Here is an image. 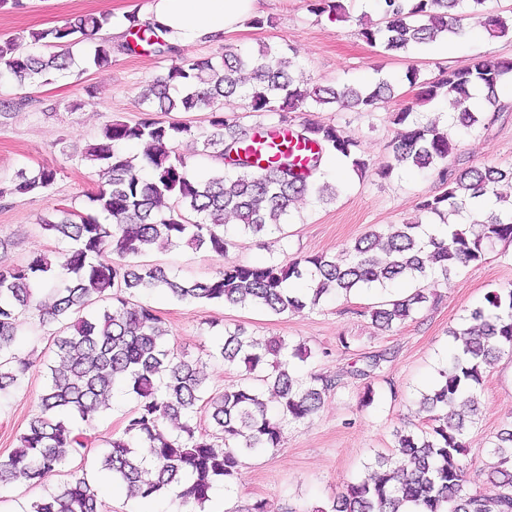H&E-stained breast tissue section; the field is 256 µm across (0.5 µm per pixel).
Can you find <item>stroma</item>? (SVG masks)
Segmentation results:
<instances>
[{"instance_id":"1","label":"stroma","mask_w":512,"mask_h":512,"mask_svg":"<svg viewBox=\"0 0 512 512\" xmlns=\"http://www.w3.org/2000/svg\"><path fill=\"white\" fill-rule=\"evenodd\" d=\"M342 3L347 19L339 22L328 14L312 13L307 0H265L263 15L268 25L256 28L245 20L238 31L177 48L175 54L165 56L125 51L126 38L116 32L127 15L145 12L150 0H24L23 8L0 9L1 38L24 41L30 32L93 14L106 17L100 35L112 42L109 67L86 64L89 46L84 43L74 47L71 69L49 83L24 90L11 84L0 86V103L22 96L29 100L26 107L0 112V177L8 179L17 171L31 173L42 167L57 171L46 193L0 203V264L22 263L38 254L54 256L65 249V242L43 234L37 222L56 208L90 209L88 195L94 192L98 177L83 157L87 145L110 121L140 119V95L175 59L217 57L227 47L252 54L266 46L286 49L295 62L294 80L309 89L343 83L373 85L389 79L394 96L374 111L332 106L313 110L315 120L339 126L358 140L368 166L361 173L342 172L335 160H327L317 178L336 186L335 200L322 203L309 195L298 198L283 232L238 238L221 257L185 246L158 247L145 254V261L163 264L184 280H204L232 262L315 253L333 256L384 225L415 221L421 198L443 189L437 170L401 169L387 178L380 173L401 131L392 115L419 92L407 83V69H417L420 79L429 80L442 70L466 66L476 56L512 59V35L490 36L474 18L466 22L470 38L461 44L449 43L447 53H440L434 45L391 52L369 45L357 34L360 19L378 20L375 0ZM498 98L505 111L485 113L475 131L456 135L450 166L512 167V82L499 86ZM508 287H512V243L500 242L482 261L437 281L433 299L415 318L388 331L377 329L364 314L366 307L381 300L372 291L347 298L330 295L315 309L278 316L250 306L177 301L157 290L137 295L136 303L150 306L165 322L170 348L204 364L211 388L224 389L244 375L243 368L225 366L211 355L216 338L228 326L242 327L262 338L306 341L316 356L301 364V373L315 371L340 380L317 413L286 428L280 447L244 458L230 485L216 483L204 512H248L260 499L269 503L272 512H320L349 483L367 478L375 455L391 453L397 427L412 424L427 429L420 392L450 357V330L487 293ZM54 330V325L37 320L31 333L16 339L15 352L29 359L31 367L19 384L0 393V459L17 447L37 409L51 362L48 347ZM381 353L387 356L382 372L367 379L350 377L348 368L356 360ZM368 388L375 392L374 402L360 406V397ZM479 400V419L465 437L463 462L468 489L490 494L494 488L485 474L495 462L491 444L504 425L512 422V355H503L485 373ZM136 403L134 394L116 391L109 409L89 429L94 443L86 459L67 462L45 485L0 487V512H28L33 501L80 469L98 493L101 512H185L175 496L145 503L113 486L96 470L97 455L109 438L122 433Z\"/></svg>"}]
</instances>
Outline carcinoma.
<instances>
[{"mask_svg": "<svg viewBox=\"0 0 512 512\" xmlns=\"http://www.w3.org/2000/svg\"><path fill=\"white\" fill-rule=\"evenodd\" d=\"M463 2L468 11L456 12ZM487 2L379 0L380 20L360 23L358 36L398 52L450 37L470 18L482 20L495 36L512 32L508 19L485 9ZM312 11L340 18L344 7L340 0H312ZM105 22L80 15L31 34L50 53L27 51L16 38L1 39L0 83L22 87L48 82L74 64L71 48L93 39ZM128 22L135 36L128 51L139 46L156 55L175 50L155 26L134 14ZM90 57L99 68L111 64L112 43H95ZM292 66L283 50L271 47L256 56L226 47L218 60L180 59L153 80L141 103L150 112L166 114L206 110L208 131L199 133L183 120L153 117L105 125L100 140L84 154L98 167L97 188L88 195L90 211L57 208L39 219V227L67 240L69 249L53 260L39 255L24 264L0 265V392L28 370L26 359L13 352L23 333L22 313L36 310L43 323L60 324L51 339L57 365L48 366L38 410L18 447L0 460V485H43L66 455L85 457L92 445L86 426L109 408L112 392L124 388L136 395L137 404L122 435L108 441L96 466L133 497L151 499L168 491L185 504L201 505L216 480L233 478L244 457L279 447L285 427L315 413L338 386L337 379L322 374L303 378L293 373L292 360L312 356L305 344L260 339L236 327L224 329L211 357L244 365L246 378L212 392L198 362L168 348V330L154 310L131 302L141 292L161 289L179 301L231 307L250 303L281 315L314 308L331 293L348 297L411 281L415 288L405 298L382 301L369 311L377 328L390 330L429 301V281L446 279L482 260L499 241L512 242V202L497 192L500 182H512V169L482 165L457 171L445 165L453 150L451 130L471 131L491 107L507 111L497 88L512 79V61L477 57L464 68L443 70L426 81L420 97L394 116V123L406 130L393 142V162L384 174L397 167L437 166L445 186L418 203L427 222L387 224L346 248L340 262L321 253L287 262L229 263L202 282H185L160 264L135 261L158 242L222 257L234 234L281 230L298 197L309 192L323 201L335 199L334 187L313 178L324 159L342 156L357 170L366 167L357 140L335 125L310 119L299 130L300 139L314 146L306 165L286 151L264 157L258 147L267 129L249 135L223 111L224 100L238 96L254 112L278 115L283 125L288 113L314 103L371 112L394 96L385 81L373 87L343 84L309 91L294 83ZM448 96L455 104L448 124L441 126L419 111ZM199 138L206 155L218 163L207 173L195 170L179 152L184 141ZM137 143L148 144L141 157L117 149ZM56 175L50 167L30 176L18 172L9 181L0 180V199L47 190ZM482 196L496 204L487 220H472L463 229L450 224L449 217L478 208L476 199ZM433 217L440 223L429 222ZM51 280L52 303L46 305L37 299V287ZM100 300L110 304L81 314ZM452 337L461 346L421 397L429 430L396 432L393 453L374 459V477L349 485L329 512H512V423L492 443L497 461L486 480L496 487L494 494L465 492L460 461L465 433L478 415L476 390L483 374L502 354H512V288L487 294L485 304L469 310ZM385 361L382 354L366 356L362 365H351L349 374L368 377ZM265 386L277 397L273 413L263 399ZM200 406L212 422L210 434L198 432L194 423ZM100 507L96 490L82 474L33 502L31 512H100Z\"/></svg>", "mask_w": 512, "mask_h": 512, "instance_id": "1", "label": "carcinoma"}]
</instances>
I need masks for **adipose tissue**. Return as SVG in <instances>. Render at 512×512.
Returning <instances> with one entry per match:
<instances>
[{
	"label": "adipose tissue",
	"mask_w": 512,
	"mask_h": 512,
	"mask_svg": "<svg viewBox=\"0 0 512 512\" xmlns=\"http://www.w3.org/2000/svg\"><path fill=\"white\" fill-rule=\"evenodd\" d=\"M259 6V0H151L146 19L162 27L166 40L189 46L236 31Z\"/></svg>",
	"instance_id": "1"
}]
</instances>
